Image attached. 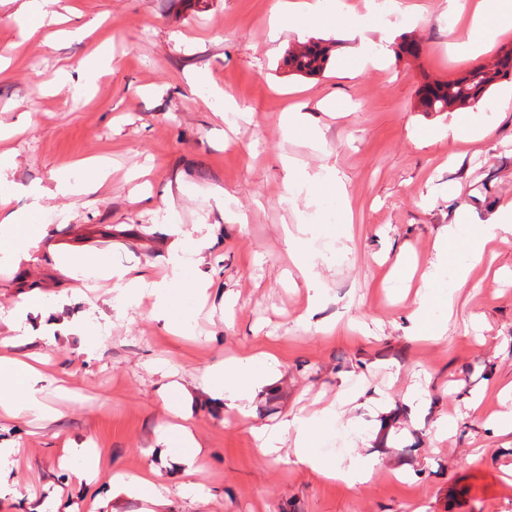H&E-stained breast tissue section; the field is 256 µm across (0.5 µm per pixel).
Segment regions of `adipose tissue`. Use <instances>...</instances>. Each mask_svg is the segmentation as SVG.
<instances>
[{"label": "adipose tissue", "instance_id": "1", "mask_svg": "<svg viewBox=\"0 0 512 512\" xmlns=\"http://www.w3.org/2000/svg\"><path fill=\"white\" fill-rule=\"evenodd\" d=\"M448 2L454 14L470 17L466 29L453 35L452 47L458 53L476 57L482 47L512 31V0ZM31 198V203L24 209H0V254L16 263L27 258L29 248L42 230L40 192L32 191ZM511 238L512 211L504 213L499 223L485 225L481 230L470 233L466 232L464 225H447L434 243V259L421 276L417 299L408 312L414 330L429 325L432 309L440 302L436 287L443 279H450L457 285L464 284L470 265L481 259L489 243L496 240L505 242ZM69 265L73 274L81 278L114 283L121 302L129 303L141 293H149L155 302L157 320L176 334L187 329L186 320L176 314L178 300L188 295H206L211 287L205 280L182 278V262L178 259L173 262L171 275L161 280L129 268L91 264L83 258L71 259ZM36 306V298H24L17 309L16 321L9 323L7 335L0 336V416L23 414L44 418L49 412L41 395L42 375L16 354L21 340L20 322ZM202 383L215 410L245 417L257 392L272 386L274 379L266 358L242 355L214 361L207 367ZM168 410L178 417L179 422L160 434L158 456L171 458L180 478V487L188 489L192 486V476L202 465V445L192 429L190 415L183 413L180 404L169 403ZM335 419L336 411L330 408L313 416L297 414L276 427L253 429L252 434L262 456L287 454L295 463L353 487L367 481L368 472L330 463L309 446V440L321 422ZM176 439L181 442L177 448L172 445ZM65 454L78 477L91 481L99 474L111 473V499L124 495L136 498L144 504L142 512H160L165 506L168 488L161 482L157 468L150 466L137 474L116 472L106 454L84 445H68Z\"/></svg>", "mask_w": 512, "mask_h": 512}]
</instances>
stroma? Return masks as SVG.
Masks as SVG:
<instances>
[{"mask_svg": "<svg viewBox=\"0 0 512 512\" xmlns=\"http://www.w3.org/2000/svg\"><path fill=\"white\" fill-rule=\"evenodd\" d=\"M350 15L328 25L303 22L301 33L272 39L269 19L282 0H58L61 15L88 24L81 39L47 27L21 41L15 0H0V151L13 207L42 192L54 215L30 261L0 262V328L21 297L28 312L73 324L94 312L106 341L88 356L83 336L23 343L42 356L43 394L53 419H0V441L25 454L0 512H40L61 498L72 512H93L106 480L81 485L63 459L68 442L87 443L113 467L140 473L156 457L170 417L164 385H196L184 401L195 419L204 466L196 492L170 491L163 512H512V435L498 434L491 415L504 411L497 391L512 384V242L498 244L453 291L442 341L408 336L400 298L416 280L397 263L425 269L446 225L497 223L512 207V81L484 98L479 127L466 142L439 135L445 113L422 112L425 81L448 80L512 48V34L478 56L454 55L448 0H347ZM415 40V58L363 61L361 43L380 47ZM334 41L316 76L291 74L284 60L300 39ZM108 58L93 75L77 71L97 48ZM65 86L45 90L59 71ZM237 111L220 113L212 87ZM311 112V129L285 132L289 107ZM491 126L482 137V126ZM112 160L97 201L63 194L58 181L71 163ZM336 169L346 199L339 223L325 218L326 196L298 193L305 176ZM201 231L208 247L185 255L187 277L212 281L203 310L184 299L198 341L169 335L145 297L124 311L101 287L85 296L59 256L69 252L153 278L170 271V245ZM312 267L320 299L309 308L299 271ZM478 315L481 332L468 325ZM273 350V390L258 392L251 415L216 412L200 390L218 358ZM417 403L405 397L414 384ZM477 407H470L472 397ZM334 404L344 412L312 441L325 457L370 469L347 487L294 461L259 455L253 426H273L288 413ZM453 424L445 440L438 420Z\"/></svg>", "mask_w": 512, "mask_h": 512, "instance_id": "obj_1", "label": "stroma"}]
</instances>
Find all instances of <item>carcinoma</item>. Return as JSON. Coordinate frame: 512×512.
Returning <instances> with one entry per match:
<instances>
[{"mask_svg": "<svg viewBox=\"0 0 512 512\" xmlns=\"http://www.w3.org/2000/svg\"><path fill=\"white\" fill-rule=\"evenodd\" d=\"M329 61V49L318 42L310 43L304 52L288 51L286 64L299 73L314 75ZM512 75V50L505 53L492 68L475 67L443 82L426 83L420 89L422 112H462L501 79Z\"/></svg>", "mask_w": 512, "mask_h": 512, "instance_id": "1", "label": "carcinoma"}]
</instances>
